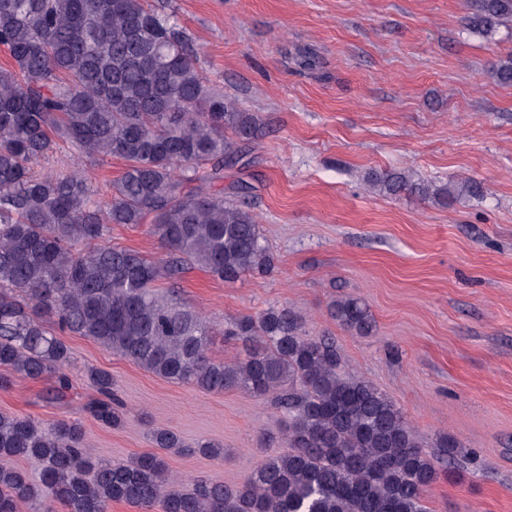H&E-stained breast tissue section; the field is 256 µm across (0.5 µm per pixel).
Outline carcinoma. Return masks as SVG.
Returning a JSON list of instances; mask_svg holds the SVG:
<instances>
[{
    "instance_id": "carcinoma-1",
    "label": "carcinoma",
    "mask_w": 512,
    "mask_h": 512,
    "mask_svg": "<svg viewBox=\"0 0 512 512\" xmlns=\"http://www.w3.org/2000/svg\"><path fill=\"white\" fill-rule=\"evenodd\" d=\"M508 21L512 0H470L471 32L487 36ZM0 46L12 59L0 69V388L52 374V398L62 397L70 352L57 332L66 330L167 380L270 397L288 417V452L264 457L234 487L205 478L185 490L157 453L111 463L90 452L77 424L61 420L47 432L30 416L0 413V458L45 462L37 483L0 468V512H53L55 503L110 512L114 502L158 503L162 512H426L425 492L457 442L442 436L428 452L386 394L341 370L334 338L309 336L302 317L270 308L224 324V338L245 354L214 360L215 326L155 289L184 262L228 283L276 267L256 215L219 186L260 119L209 84L174 16L146 0H0ZM490 75L512 85V57ZM58 139L127 162L110 203L79 168L32 173ZM367 183L443 207L480 189L418 182L404 170L371 173ZM112 224L148 225L170 259L161 266L112 244ZM330 315L356 336L375 327L359 298L334 300ZM88 378L98 394L90 413L120 425L112 374L92 369ZM151 441L224 456L210 441L190 449L169 429L153 430Z\"/></svg>"
}]
</instances>
